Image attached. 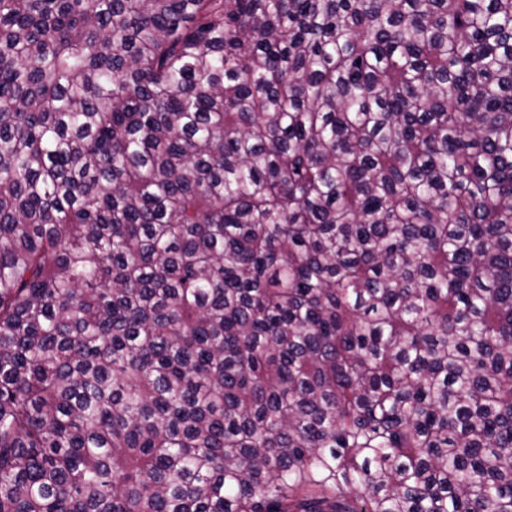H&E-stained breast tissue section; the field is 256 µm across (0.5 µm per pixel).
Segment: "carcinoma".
<instances>
[{"mask_svg": "<svg viewBox=\"0 0 512 512\" xmlns=\"http://www.w3.org/2000/svg\"><path fill=\"white\" fill-rule=\"evenodd\" d=\"M0 512H512V0H0Z\"/></svg>", "mask_w": 512, "mask_h": 512, "instance_id": "carcinoma-1", "label": "carcinoma"}]
</instances>
